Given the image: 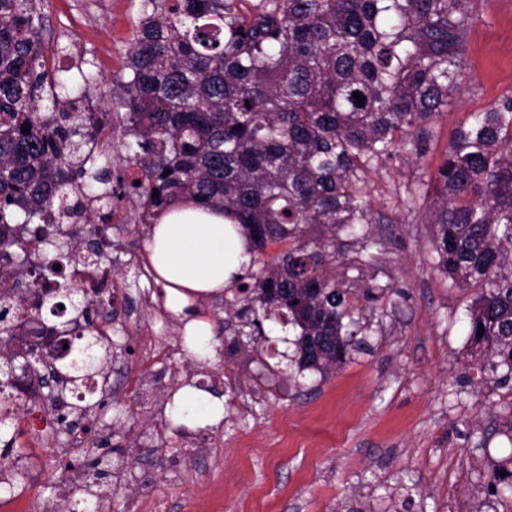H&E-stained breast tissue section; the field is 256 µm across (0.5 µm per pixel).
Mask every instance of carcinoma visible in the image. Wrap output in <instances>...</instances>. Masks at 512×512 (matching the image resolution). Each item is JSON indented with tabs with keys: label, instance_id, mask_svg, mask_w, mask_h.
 I'll use <instances>...</instances> for the list:
<instances>
[{
	"label": "carcinoma",
	"instance_id": "cac0c4a2",
	"mask_svg": "<svg viewBox=\"0 0 512 512\" xmlns=\"http://www.w3.org/2000/svg\"><path fill=\"white\" fill-rule=\"evenodd\" d=\"M40 4L0 0V255L21 250L26 233L44 238L49 269L62 277L72 247L46 238V225L90 221L79 187L101 219L123 201L140 224L181 200L222 208L254 246L230 301L234 335L258 345L263 322L292 327L299 373H327L362 350L363 313L388 289L343 287L336 261L345 238L362 242L357 266L376 260L367 173L426 153L461 87L473 0H142L127 73L104 91L108 112L88 103L93 75L47 65ZM116 132L125 150L117 169ZM396 198L406 210L428 207L434 269L473 291L475 368L508 387L512 96L471 113L429 180ZM29 298L30 284L0 281L1 351ZM86 301L89 331L64 340L52 376L83 394L70 410L81 419L103 402L113 353L96 319L117 315L112 303ZM0 374L1 403L14 389L3 358ZM102 465L87 464L85 494ZM487 492L512 498V455L489 471Z\"/></svg>",
	"mask_w": 512,
	"mask_h": 512
}]
</instances>
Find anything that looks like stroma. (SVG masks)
<instances>
[{
  "label": "stroma",
  "instance_id": "1",
  "mask_svg": "<svg viewBox=\"0 0 512 512\" xmlns=\"http://www.w3.org/2000/svg\"><path fill=\"white\" fill-rule=\"evenodd\" d=\"M462 90L438 123L420 161L392 159L370 174L372 239L378 259L362 268L337 263L345 287L393 288L377 309L365 310V350L326 374L296 377L284 370L282 332L271 350L232 344L223 298L201 308L218 327L212 358L190 357L183 327L160 316L142 289L146 225L132 204L118 233L126 255L113 258L120 287L112 325L119 348L112 395L95 431L111 432L112 470L99 481L95 512H512V502L486 492L494 461L512 455V391L494 389L473 372L466 309L472 291L455 287L432 267V225L424 211L395 208L394 193L434 173L455 130L470 113L512 95V0H473ZM141 0H44L43 40L55 65L78 58L96 79L122 72ZM208 384L224 397V418L186 434L166 407L186 381ZM85 448H55L10 459L1 476L0 512L16 496L26 512L56 505L64 512L78 489Z\"/></svg>",
  "mask_w": 512,
  "mask_h": 512
}]
</instances>
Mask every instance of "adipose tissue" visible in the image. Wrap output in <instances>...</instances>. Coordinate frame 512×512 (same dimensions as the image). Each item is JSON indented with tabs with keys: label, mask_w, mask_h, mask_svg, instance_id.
<instances>
[{
	"label": "adipose tissue",
	"mask_w": 512,
	"mask_h": 512,
	"mask_svg": "<svg viewBox=\"0 0 512 512\" xmlns=\"http://www.w3.org/2000/svg\"><path fill=\"white\" fill-rule=\"evenodd\" d=\"M248 236L218 208L178 204L149 230L145 256L166 305L184 328L191 353L213 350L214 324L198 307L200 300L222 295L251 262ZM171 426L194 431L218 424L224 403L207 391L185 385L167 404Z\"/></svg>",
	"instance_id": "ef3b65f1"
}]
</instances>
